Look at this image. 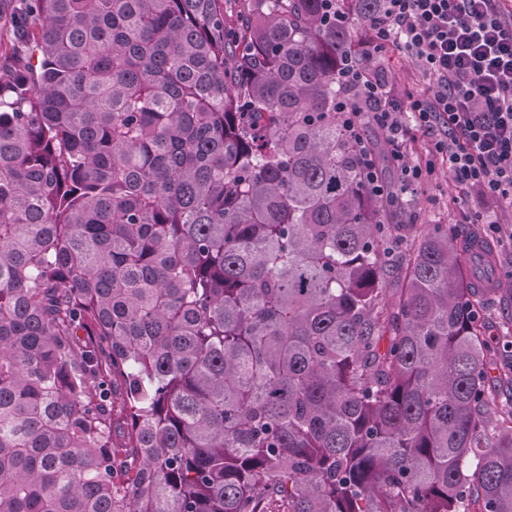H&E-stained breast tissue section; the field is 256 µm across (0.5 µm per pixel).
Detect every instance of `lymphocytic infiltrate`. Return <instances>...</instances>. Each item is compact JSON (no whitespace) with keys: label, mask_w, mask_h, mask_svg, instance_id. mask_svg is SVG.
<instances>
[{"label":"lymphocytic infiltrate","mask_w":512,"mask_h":512,"mask_svg":"<svg viewBox=\"0 0 512 512\" xmlns=\"http://www.w3.org/2000/svg\"><path fill=\"white\" fill-rule=\"evenodd\" d=\"M387 47L416 61L429 80L424 91L399 90L369 66ZM341 72L347 91L336 101V119L374 197L398 207L427 182L429 167L409 154L410 134L418 131L481 223H492L494 210L512 209V20L504 0H385ZM370 126L381 134L385 156L372 147ZM386 166L396 182L385 178Z\"/></svg>","instance_id":"f902f5d3"}]
</instances>
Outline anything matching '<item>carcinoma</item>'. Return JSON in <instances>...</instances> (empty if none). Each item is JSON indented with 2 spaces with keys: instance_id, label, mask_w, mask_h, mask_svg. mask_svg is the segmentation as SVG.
Listing matches in <instances>:
<instances>
[{
  "instance_id": "carcinoma-1",
  "label": "carcinoma",
  "mask_w": 512,
  "mask_h": 512,
  "mask_svg": "<svg viewBox=\"0 0 512 512\" xmlns=\"http://www.w3.org/2000/svg\"><path fill=\"white\" fill-rule=\"evenodd\" d=\"M323 2L0 0V512H512L498 289L410 224L389 293ZM486 336L502 348L512 341V294L511 291L499 293L485 312Z\"/></svg>"
}]
</instances>
